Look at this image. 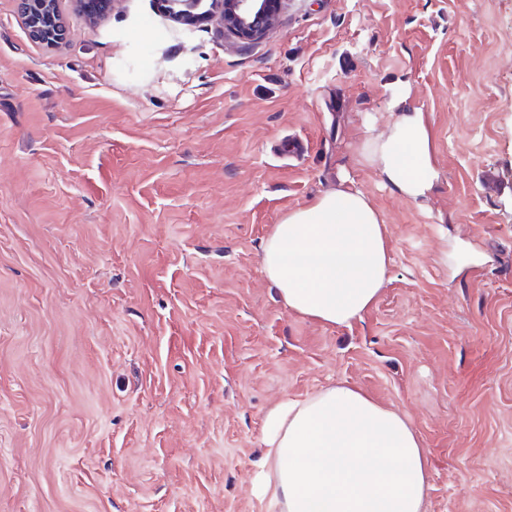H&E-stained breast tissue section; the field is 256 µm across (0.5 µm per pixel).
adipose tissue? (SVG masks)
I'll return each mask as SVG.
<instances>
[{
    "label": "adipose tissue",
    "instance_id": "adipose-tissue-1",
    "mask_svg": "<svg viewBox=\"0 0 512 512\" xmlns=\"http://www.w3.org/2000/svg\"><path fill=\"white\" fill-rule=\"evenodd\" d=\"M409 94L393 120L368 132L356 161L401 198L427 200L439 180L433 133ZM260 265L289 311L347 326L378 300L389 265L387 226L371 198L343 173L336 188L288 211L262 244ZM266 451L251 478L268 512H422L427 450L409 418L338 385L267 414Z\"/></svg>",
    "mask_w": 512,
    "mask_h": 512
}]
</instances>
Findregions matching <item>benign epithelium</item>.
<instances>
[{
  "label": "benign epithelium",
  "instance_id": "1",
  "mask_svg": "<svg viewBox=\"0 0 512 512\" xmlns=\"http://www.w3.org/2000/svg\"><path fill=\"white\" fill-rule=\"evenodd\" d=\"M18 12L29 36L36 42L54 45L65 37L58 19V0H17ZM281 0H211L224 29L240 42L259 40L274 24Z\"/></svg>",
  "mask_w": 512,
  "mask_h": 512
}]
</instances>
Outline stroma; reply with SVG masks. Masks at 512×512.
<instances>
[{
  "label": "stroma",
  "instance_id": "obj_1",
  "mask_svg": "<svg viewBox=\"0 0 512 512\" xmlns=\"http://www.w3.org/2000/svg\"><path fill=\"white\" fill-rule=\"evenodd\" d=\"M59 12L46 46L0 0V512H266L267 412L337 383L408 415L424 512H512V0H283L249 45L164 0ZM405 85L421 207L352 163ZM344 165L391 262L332 326L260 253Z\"/></svg>",
  "mask_w": 512,
  "mask_h": 512
}]
</instances>
